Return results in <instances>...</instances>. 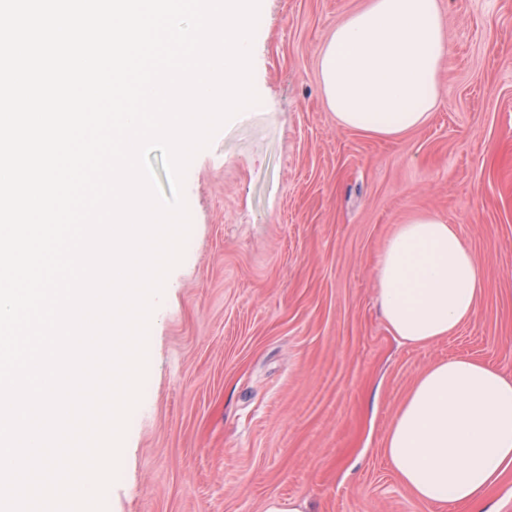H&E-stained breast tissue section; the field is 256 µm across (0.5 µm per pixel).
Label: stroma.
Returning a JSON list of instances; mask_svg holds the SVG:
<instances>
[{
    "mask_svg": "<svg viewBox=\"0 0 512 512\" xmlns=\"http://www.w3.org/2000/svg\"><path fill=\"white\" fill-rule=\"evenodd\" d=\"M366 0H261L258 108L192 160V229L149 328V368L108 512H459L416 502L385 432L432 363L512 375V0H441L439 104L395 139L340 127L319 52ZM458 226L485 273L474 318L398 344L375 300L400 224Z\"/></svg>",
    "mask_w": 512,
    "mask_h": 512,
    "instance_id": "obj_1",
    "label": "stroma"
}]
</instances>
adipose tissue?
I'll return each instance as SVG.
<instances>
[{"instance_id": "ef3b65f1", "label": "adipose tissue", "mask_w": 512, "mask_h": 512, "mask_svg": "<svg viewBox=\"0 0 512 512\" xmlns=\"http://www.w3.org/2000/svg\"><path fill=\"white\" fill-rule=\"evenodd\" d=\"M447 38L439 0H368L319 56L326 108L344 128L396 137L438 103ZM376 302L400 344L450 336L477 313L484 272L457 225L434 214L399 225L377 266ZM391 467L421 503L495 512L490 492L512 472V376L469 357L428 367L383 438Z\"/></svg>"}]
</instances>
